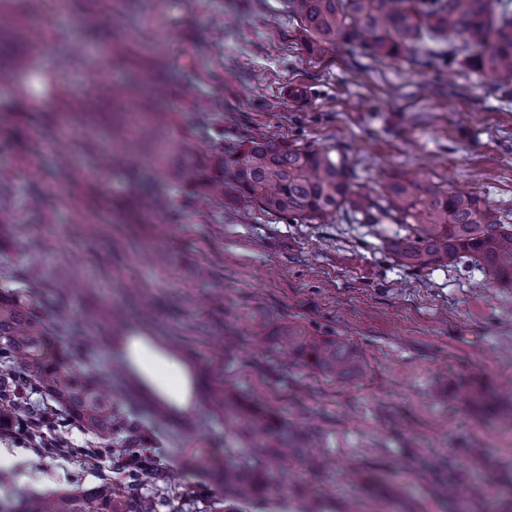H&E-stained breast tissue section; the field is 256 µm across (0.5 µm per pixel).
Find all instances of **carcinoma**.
<instances>
[{
	"label": "carcinoma",
	"mask_w": 512,
	"mask_h": 512,
	"mask_svg": "<svg viewBox=\"0 0 512 512\" xmlns=\"http://www.w3.org/2000/svg\"><path fill=\"white\" fill-rule=\"evenodd\" d=\"M306 54L320 58L344 44L370 57H432L453 68L462 63L501 86H512V0H287ZM170 175L198 193L250 211L256 207L290 224L339 216L362 224L389 222L406 234L389 243L406 267L471 261L493 279L512 282V224L477 195L450 190L415 174L394 177L378 192L356 185L326 149H301L257 137L241 141L207 162L175 168ZM279 346L313 367L346 377L363 360L343 338L333 340L285 329ZM0 423L38 407L90 430L109 448L128 457L143 454L137 426L128 421L107 391V381L74 371L53 343L41 315L18 298L0 297ZM27 378L40 394L19 397ZM233 430L244 443L217 476L224 496L208 512H241L240 505L273 490L271 459L295 453L289 430L272 436L260 421L233 415ZM19 512H156L151 498L110 482L51 497H35Z\"/></svg>",
	"instance_id": "carcinoma-1"
}]
</instances>
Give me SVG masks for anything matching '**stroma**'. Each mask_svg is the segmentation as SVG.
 Instances as JSON below:
<instances>
[{"mask_svg": "<svg viewBox=\"0 0 512 512\" xmlns=\"http://www.w3.org/2000/svg\"><path fill=\"white\" fill-rule=\"evenodd\" d=\"M285 0H49L45 46L0 30V296H23L80 369L111 377L155 465L136 492L158 512H203L220 489L189 449L240 447L224 409L294 425L287 495L244 512H512V283L479 267H402L361 224H290L205 198L166 172L255 136L325 148L374 188L415 171L485 196L512 224V88L467 67L309 58ZM124 80L134 97L101 85ZM163 199L164 209L152 206ZM346 339L338 379L276 345L284 328ZM143 330L194 368L198 408L175 414L119 372ZM70 449L0 435V504L108 479L121 452L76 422ZM132 483V482H131Z\"/></svg>", "mask_w": 512, "mask_h": 512, "instance_id": "35a3bbf8", "label": "stroma"}]
</instances>
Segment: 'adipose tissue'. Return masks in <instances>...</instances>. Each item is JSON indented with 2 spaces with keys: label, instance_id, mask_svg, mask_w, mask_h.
<instances>
[{
  "label": "adipose tissue",
  "instance_id": "adipose-tissue-1",
  "mask_svg": "<svg viewBox=\"0 0 512 512\" xmlns=\"http://www.w3.org/2000/svg\"><path fill=\"white\" fill-rule=\"evenodd\" d=\"M119 348L130 373L143 391L176 414L197 403L195 373L171 347L139 331L122 336Z\"/></svg>",
  "mask_w": 512,
  "mask_h": 512
}]
</instances>
